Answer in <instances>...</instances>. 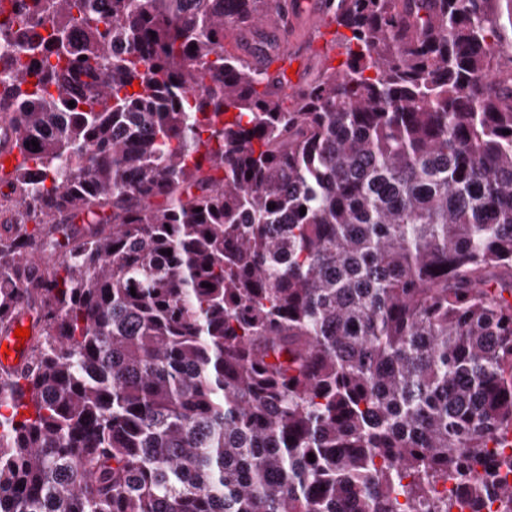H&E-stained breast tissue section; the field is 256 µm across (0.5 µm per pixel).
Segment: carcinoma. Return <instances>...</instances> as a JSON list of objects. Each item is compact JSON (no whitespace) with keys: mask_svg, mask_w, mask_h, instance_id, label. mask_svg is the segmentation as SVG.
<instances>
[{"mask_svg":"<svg viewBox=\"0 0 512 512\" xmlns=\"http://www.w3.org/2000/svg\"><path fill=\"white\" fill-rule=\"evenodd\" d=\"M332 2L0 0V512H512V0ZM332 2L324 0H279L278 15L272 25H269L267 32L275 33L285 46L287 42L289 47H293L296 43L306 39L310 31L321 21L327 18V13L331 8ZM306 22L305 27L300 26V20ZM316 33L312 31L309 34L304 53L300 56H291L297 58L293 66H297V70H301L300 81L309 79L313 76L319 67L324 41L316 39L313 41ZM312 43V47L309 45ZM18 133L16 129L7 124H0V159L3 162L11 161L12 164L20 160L19 150L17 148ZM17 327H25L26 320L22 319L19 322H16L13 325L12 331L9 336H3L4 339L0 341V369L7 371H16L22 369L25 365V349L27 344V339L24 341V345L21 348H18L20 341L13 337L14 330ZM2 345H8V349L10 351V355H6L5 352H2Z\"/></svg>","mask_w":512,"mask_h":512,"instance_id":"cac0c4a2","label":"carcinoma"}]
</instances>
